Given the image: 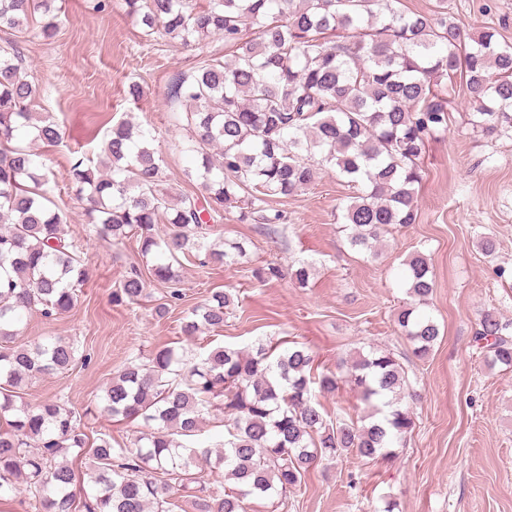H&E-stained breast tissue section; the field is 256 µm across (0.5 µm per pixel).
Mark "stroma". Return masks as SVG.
<instances>
[{
    "instance_id": "1",
    "label": "stroma",
    "mask_w": 512,
    "mask_h": 512,
    "mask_svg": "<svg viewBox=\"0 0 512 512\" xmlns=\"http://www.w3.org/2000/svg\"><path fill=\"white\" fill-rule=\"evenodd\" d=\"M440 2L466 35L492 28L512 41V0H402V7L430 16ZM95 3L55 0L61 24L47 42L0 31V46L16 44L39 87L36 111L61 126L60 146L36 150L49 154L56 174L50 192L68 215V240L91 268L74 309L51 320L32 314L21 329V341L71 339L81 355L69 370L34 379L27 400L64 398L90 437L103 433L113 447L129 448L139 423L101 417L98 406L117 370L133 359L147 361L159 348L175 347L192 360L217 346L296 341L311 349L320 368L333 371L340 360L378 346L396 354L420 394L405 446L385 460H323L278 506L250 500L246 512H383L389 500L394 512H512V369L487 367L473 341L482 313L512 320V138L490 141L473 131L467 119L474 99L453 81L448 130L430 140L422 163L417 221L391 227L378 258L352 249L341 230L357 185L323 169L297 195L270 199V207L288 217L283 238L260 236L253 225L237 221L236 210L226 211L214 233L243 243L245 256L209 268L182 260L184 297L160 320L153 309L165 289L156 282H148L139 303L113 304V290L140 261L138 244L90 237L66 172L75 152L98 160L108 128L128 119L152 128L171 195H203L199 180L187 174L186 132L170 120L174 106L167 91L175 72L224 56V42L213 37L186 48L146 35L124 0H105L101 11ZM132 82L143 89L134 103L126 98ZM485 236L496 242L493 255L479 247ZM418 251L435 276L427 310L441 330L424 360L412 355L396 323L408 299L404 264ZM300 260L314 267L304 286L287 277L261 283L252 275L269 262ZM216 290L234 298L223 329L186 339L182 317Z\"/></svg>"
}]
</instances>
